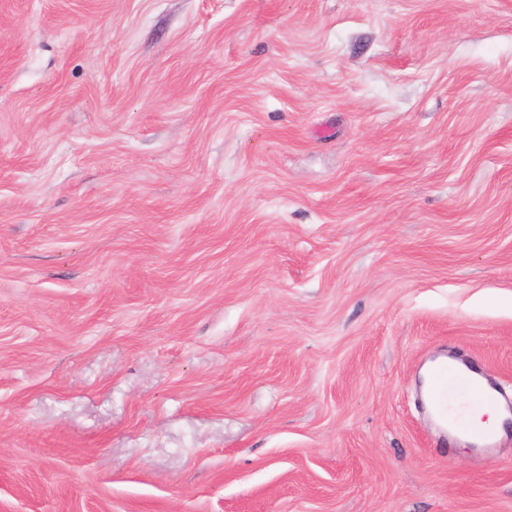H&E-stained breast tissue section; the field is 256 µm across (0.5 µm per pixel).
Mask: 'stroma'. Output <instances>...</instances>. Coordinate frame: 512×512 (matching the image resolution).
Segmentation results:
<instances>
[{
  "instance_id": "35a3bbf8",
  "label": "stroma",
  "mask_w": 512,
  "mask_h": 512,
  "mask_svg": "<svg viewBox=\"0 0 512 512\" xmlns=\"http://www.w3.org/2000/svg\"><path fill=\"white\" fill-rule=\"evenodd\" d=\"M512 0H0V512H512ZM431 378L435 388L432 406L440 422H449L458 434L484 446L493 442V436L476 430L496 432L497 436L502 434L508 414L499 406L487 408L474 405L469 414L471 427L462 414L448 415V392L480 393L479 405L491 406L497 404L495 395L487 388L482 392L479 375L472 367L465 364L461 367L453 359L439 361L432 367Z\"/></svg>"
}]
</instances>
